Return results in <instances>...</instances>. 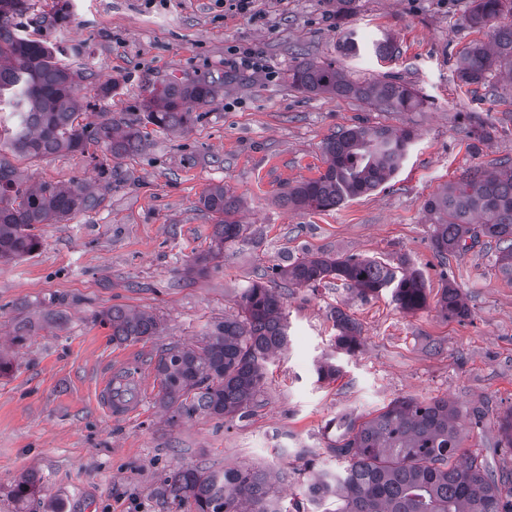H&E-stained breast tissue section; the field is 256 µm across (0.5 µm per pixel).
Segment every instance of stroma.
I'll return each instance as SVG.
<instances>
[{"label":"stroma","instance_id":"stroma-1","mask_svg":"<svg viewBox=\"0 0 512 512\" xmlns=\"http://www.w3.org/2000/svg\"><path fill=\"white\" fill-rule=\"evenodd\" d=\"M471 0H253L249 12L224 0H25L20 33L52 43L56 60L112 84L85 110L87 124L109 116L138 124L150 90L178 79L212 82L216 96L188 131L148 132L138 153L115 160L89 154L8 157L30 186L87 182L97 209L37 227L32 255L0 262V512H15L10 489L29 470L44 501L64 512H191L159 493L170 470L249 465L283 470L284 512L304 502L310 469H343L325 448L332 419L375 412L392 400L445 398L464 427L463 447L512 472V447L497 422L512 411V278L494 245L475 243L439 262L431 249L427 199L475 166L512 159V85L457 76L461 52L489 43L491 27L466 20ZM355 32L360 51L346 55ZM252 49L263 67L232 62L231 46ZM332 65L351 79L400 77L421 101L409 112H379L361 101L290 86L300 59ZM408 128L415 138L402 168L374 191L326 211L288 205V187L325 169L327 138L354 126ZM240 198L244 239L215 266L188 272L209 249L214 220L206 191ZM306 254L361 255L422 271L431 305L414 314L387 296L361 299L339 282L295 289L284 299L288 348L267 365L262 404L244 418L204 413L169 422L158 407L155 354L198 345L268 266ZM454 280L469 308L448 318L435 305ZM123 306L154 314L158 336L116 343L100 311ZM360 329L361 348L339 358L342 373L318 381L333 351L335 315ZM27 336L14 343L18 329ZM127 358L143 383L139 408L108 418L94 403L95 381Z\"/></svg>","mask_w":512,"mask_h":512}]
</instances>
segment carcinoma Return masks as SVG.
<instances>
[{
  "instance_id": "cac0c4a2",
  "label": "carcinoma",
  "mask_w": 512,
  "mask_h": 512,
  "mask_svg": "<svg viewBox=\"0 0 512 512\" xmlns=\"http://www.w3.org/2000/svg\"><path fill=\"white\" fill-rule=\"evenodd\" d=\"M22 8V0H0V103L11 109L13 151L40 158L61 152L83 155L100 145L118 160L139 150L144 139L137 128L122 129L110 119L93 127L79 121L78 97L87 75L60 65L48 44L18 34ZM506 15L512 16V0H472L467 22L492 26L493 36L490 44L475 43L462 52L457 68L462 82L483 84L496 72L512 83V20L503 21ZM288 80L303 93L353 97L380 112L416 106L414 92L395 77L360 83L331 65L302 60L289 70ZM213 98L214 87L205 80L164 83L144 102L142 123L185 131L200 117L196 109ZM413 139L411 130L384 126L334 134L324 145V172L289 187L285 198L299 210H326L367 194L401 168ZM101 203L81 182L26 187L0 157V260L20 259L38 249L35 225L56 224ZM202 203L216 224L214 246L194 260L200 272L224 244L246 232L237 218L240 201L224 187L209 189ZM425 209L434 224L431 246L440 262L485 237L495 244L500 270L512 274L511 159L465 173L430 197ZM334 279L363 299L385 292L407 313L428 306L423 273L404 260L393 266L368 257L306 255L267 269L244 289L237 315L215 325L201 347L174 344L157 351L158 402L170 420L199 411L219 418L242 416L261 406L266 365L288 347L284 297L273 284L315 288ZM438 305L448 317L468 315L460 290L451 283L442 289ZM100 321L119 343L149 339L159 329L155 317L117 306L103 311ZM336 327V352L351 355L360 349L358 331L347 315L337 314ZM316 373L320 381L332 380L341 369L328 357ZM459 418L460 411L446 399L403 397L340 424L326 452L347 465L336 472L313 471L305 486L309 502L324 512H512V478L498 475L481 454L463 450ZM278 480H288V473L275 477L261 468L187 467L173 471L159 494L189 502L193 512H283ZM39 484L33 471L14 484L18 512L29 507Z\"/></svg>"
}]
</instances>
